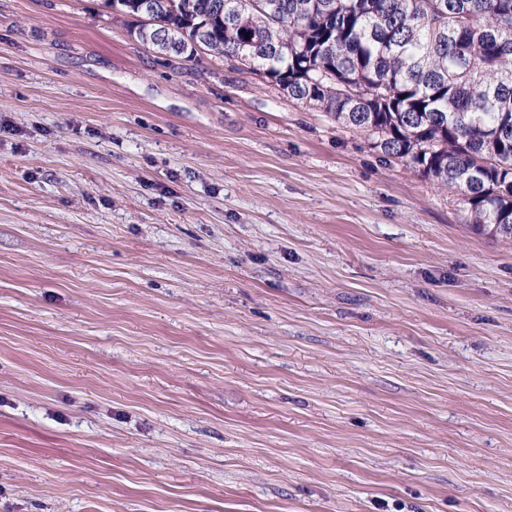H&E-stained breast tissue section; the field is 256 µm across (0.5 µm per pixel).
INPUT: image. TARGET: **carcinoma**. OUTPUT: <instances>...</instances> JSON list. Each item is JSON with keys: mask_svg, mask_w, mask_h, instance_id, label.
<instances>
[{"mask_svg": "<svg viewBox=\"0 0 512 512\" xmlns=\"http://www.w3.org/2000/svg\"><path fill=\"white\" fill-rule=\"evenodd\" d=\"M142 0H103L163 28L184 59H230L268 74L371 147L462 195L466 223L512 239V0H170L144 21ZM243 30L239 44L229 30Z\"/></svg>", "mask_w": 512, "mask_h": 512, "instance_id": "cac0c4a2", "label": "carcinoma"}]
</instances>
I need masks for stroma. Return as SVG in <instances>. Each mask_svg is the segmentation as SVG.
Masks as SVG:
<instances>
[{
  "label": "stroma",
  "mask_w": 512,
  "mask_h": 512,
  "mask_svg": "<svg viewBox=\"0 0 512 512\" xmlns=\"http://www.w3.org/2000/svg\"><path fill=\"white\" fill-rule=\"evenodd\" d=\"M236 62L0 0V512H512V245Z\"/></svg>",
  "instance_id": "1"
}]
</instances>
